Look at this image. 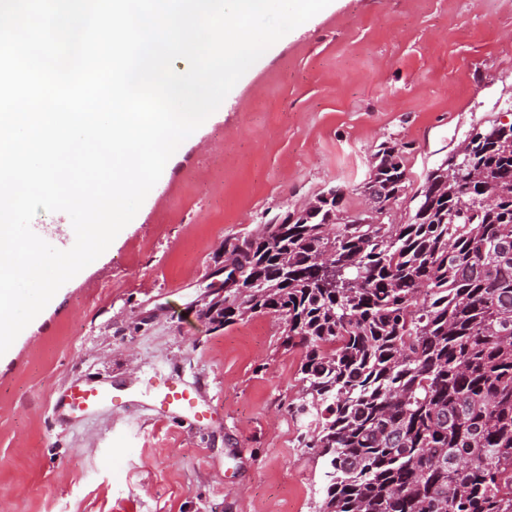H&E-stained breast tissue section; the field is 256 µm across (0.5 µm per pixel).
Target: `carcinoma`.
I'll list each match as a JSON object with an SVG mask.
<instances>
[{
  "label": "carcinoma",
  "instance_id": "carcinoma-1",
  "mask_svg": "<svg viewBox=\"0 0 512 512\" xmlns=\"http://www.w3.org/2000/svg\"><path fill=\"white\" fill-rule=\"evenodd\" d=\"M427 171L404 224H345V195L224 238L211 324L272 314L301 352L290 405L326 466L318 512H512V123ZM383 143L377 200L404 173ZM336 268V287L318 271Z\"/></svg>",
  "mask_w": 512,
  "mask_h": 512
}]
</instances>
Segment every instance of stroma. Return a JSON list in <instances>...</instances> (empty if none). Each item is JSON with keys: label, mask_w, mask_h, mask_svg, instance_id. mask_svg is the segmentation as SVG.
<instances>
[{"label": "stroma", "mask_w": 512, "mask_h": 512, "mask_svg": "<svg viewBox=\"0 0 512 512\" xmlns=\"http://www.w3.org/2000/svg\"><path fill=\"white\" fill-rule=\"evenodd\" d=\"M512 106V0H332L242 76L167 162L133 224L0 360V498L9 512H317L320 464L289 411L299 351L280 322L201 320L224 239L338 186L359 193L379 145L404 146L406 199L473 127ZM203 384V423L120 404L55 423L60 384Z\"/></svg>", "instance_id": "stroma-1"}]
</instances>
